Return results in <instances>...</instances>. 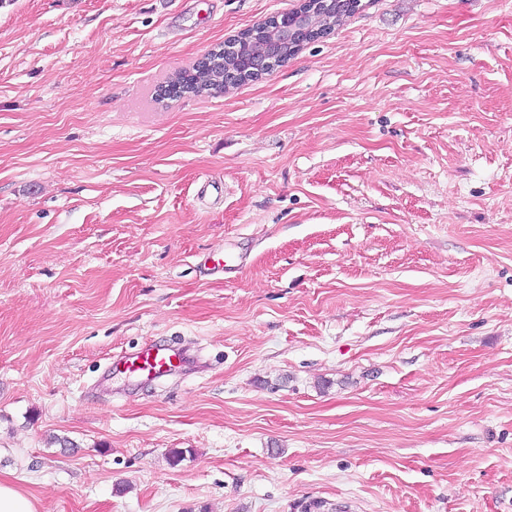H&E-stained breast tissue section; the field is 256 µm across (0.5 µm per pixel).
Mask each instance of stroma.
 <instances>
[{
  "label": "stroma",
  "instance_id": "1",
  "mask_svg": "<svg viewBox=\"0 0 512 512\" xmlns=\"http://www.w3.org/2000/svg\"><path fill=\"white\" fill-rule=\"evenodd\" d=\"M299 4L0 0V479L38 512H512V0H361L156 101ZM149 340L183 366L110 372ZM227 46H219L212 50L221 53L207 52L211 57V65L206 62L196 61L190 68L176 73L173 77L158 86L156 99H179L186 95L199 96L202 94H211V92L223 93L224 87L232 85L238 87L241 81L237 73L234 71L230 74L225 69V63L230 65L234 70L238 69L237 56H230L226 50ZM163 84L170 85L165 96H160L157 91ZM239 84V85H238Z\"/></svg>",
  "mask_w": 512,
  "mask_h": 512
}]
</instances>
